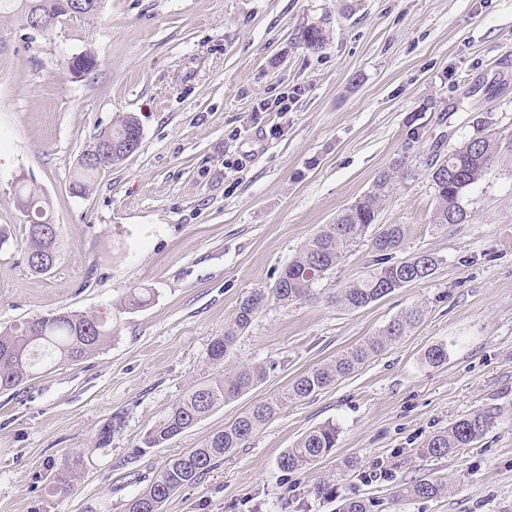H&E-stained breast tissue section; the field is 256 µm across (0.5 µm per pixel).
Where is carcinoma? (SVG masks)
Masks as SVG:
<instances>
[{
  "label": "carcinoma",
  "mask_w": 512,
  "mask_h": 512,
  "mask_svg": "<svg viewBox=\"0 0 512 512\" xmlns=\"http://www.w3.org/2000/svg\"><path fill=\"white\" fill-rule=\"evenodd\" d=\"M62 0H0V15L12 19L19 29L29 31L34 18L45 23L48 34L62 23L95 18L102 3L98 0H79L73 14L61 12ZM297 40L303 47L318 52L327 44L326 30L320 25L301 27ZM95 55L86 50L70 58L64 68L71 75L95 68ZM139 120L122 116L112 129L98 135L97 140H110L120 146L134 134ZM500 153L498 140L485 127L477 129L461 144L440 150L448 168L435 171L431 164L418 156L412 162L383 169L377 175L372 189L360 196L354 204L341 211L331 224H324L282 269L271 292L259 288L243 297L233 316L224 325V335L210 346L209 359L219 366L234 344L237 336L252 323L268 298L288 304L314 295L313 286L332 271L351 247L377 229L380 235L371 238L372 248L378 253L373 268L350 281L329 296V302L344 311H356L395 293L411 284L430 277L440 259L421 251L407 258L394 260L407 234L403 224H380L378 217L385 198L395 183L402 179L423 177L434 190L433 223L445 226L451 218L462 224L468 221L463 199L467 190L480 181L495 163ZM101 176L94 166L78 161L71 182L74 194L86 195ZM19 204L23 212L32 213L41 225L52 224L48 202L41 188L22 181ZM423 310L415 305L390 320L378 334L354 347L348 348L326 364L312 367L296 377L288 387L250 407L230 425L212 434L200 448H192L170 460L153 482L126 504V512H161L165 501L179 488L195 483L205 471L224 458V454L240 448L291 401L303 400L325 389L336 380L351 374L368 358L380 354L387 347L407 336L421 320ZM112 336V328L92 315L60 310L32 320L0 328V391H10L39 371L55 365L80 362L93 354ZM426 363L440 366L448 360V346L435 344L424 353ZM267 377V367L255 364L226 372L198 383L192 391L175 403L166 415L145 437L149 448L195 426L224 404L247 393ZM496 424V416L489 411L474 412L462 417L451 427L432 435L423 445V453L443 457L457 448H465L482 438ZM338 430L334 424H324L307 431L295 444L282 452L278 460L284 471L306 468L330 454L336 447ZM442 492V486L427 480L406 484L397 490L403 498H432ZM373 501L363 498H345L340 512H371Z\"/></svg>",
  "instance_id": "cac0c4a2"
}]
</instances>
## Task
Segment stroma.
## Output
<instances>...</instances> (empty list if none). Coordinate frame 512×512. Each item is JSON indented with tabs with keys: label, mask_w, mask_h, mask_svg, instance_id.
I'll return each mask as SVG.
<instances>
[{
	"label": "stroma",
	"mask_w": 512,
	"mask_h": 512,
	"mask_svg": "<svg viewBox=\"0 0 512 512\" xmlns=\"http://www.w3.org/2000/svg\"><path fill=\"white\" fill-rule=\"evenodd\" d=\"M323 23L319 52L299 45ZM93 50L80 78L65 58ZM296 91L288 114L261 100ZM142 126L137 151L88 196L70 189L79 155L118 116ZM487 123L501 152L466 193L468 222L433 224L424 178L398 183L378 218L403 224L397 259L440 263L425 282L347 312L325 295L371 266L357 243L318 298L268 300L223 367L212 341L250 291L269 288L317 230L370 190L405 150L455 145ZM43 189L59 247L30 270L19 174ZM0 327L66 308L103 319L91 358L0 393V512H124L164 463L201 447L254 403L423 304L421 324L355 372L289 403L162 512H512V0H105L92 23L47 37L15 31L0 52ZM151 289L139 308L130 291ZM446 344L447 361L424 353ZM263 362L266 380L157 448L146 433L195 384ZM477 410L492 431L445 457L425 441ZM336 425L332 453L286 473L277 460L308 430ZM352 459L348 475L339 470ZM73 489L59 490L64 473ZM335 485L320 498L313 485ZM428 480L434 498L393 500Z\"/></svg>",
	"instance_id": "35a3bbf8"
}]
</instances>
